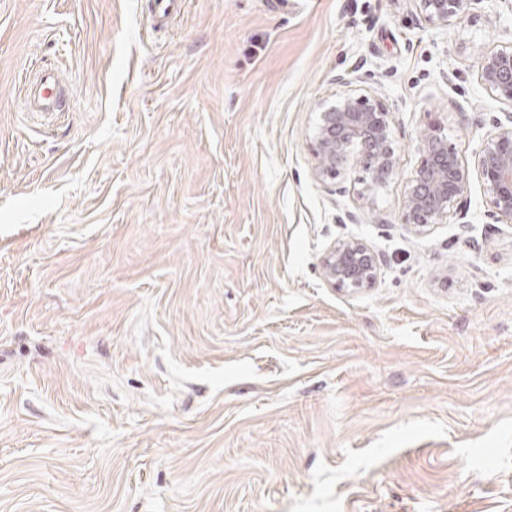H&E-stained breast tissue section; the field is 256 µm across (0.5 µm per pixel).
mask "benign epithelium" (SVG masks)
Returning <instances> with one entry per match:
<instances>
[{
  "label": "benign epithelium",
  "mask_w": 512,
  "mask_h": 512,
  "mask_svg": "<svg viewBox=\"0 0 512 512\" xmlns=\"http://www.w3.org/2000/svg\"><path fill=\"white\" fill-rule=\"evenodd\" d=\"M417 2L426 21L446 25L468 15L477 0ZM478 74L496 99L512 108V45L479 55ZM336 84L343 91L334 102L322 105L313 130L314 175L322 181L336 179L355 150L366 173L364 192L372 193L396 174L392 113L379 97L352 88L351 79L340 75ZM493 128L475 169L493 215L512 221V111L493 119ZM420 143L422 159L408 181L401 223L424 232L453 212L462 228L469 229L460 203L470 185V169L441 125L424 129ZM380 265V255L361 240L340 239L323 259V276L332 288H371Z\"/></svg>",
  "instance_id": "benign-epithelium-1"
}]
</instances>
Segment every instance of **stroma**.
I'll return each instance as SVG.
<instances>
[{
	"label": "stroma",
	"instance_id": "35a3bbf8",
	"mask_svg": "<svg viewBox=\"0 0 512 512\" xmlns=\"http://www.w3.org/2000/svg\"><path fill=\"white\" fill-rule=\"evenodd\" d=\"M146 4L0 0V512H512V226L477 178L472 231L401 222L421 131L471 164L503 112L512 0ZM340 74L393 116L369 196L314 176ZM345 238L374 287L325 282ZM183 3V0H151L149 17L152 28L160 29L168 26L169 22L181 12ZM424 19L430 23L448 25L469 14L479 0H416ZM33 83L37 86L33 94L34 100L32 101L26 88L21 98L23 105L35 109V99H37L39 111L54 110L65 94L59 74L54 69L42 66L29 84ZM380 265V255L361 240L340 239L323 259V276L333 288H371L377 281Z\"/></svg>",
	"mask_w": 512,
	"mask_h": 512
}]
</instances>
